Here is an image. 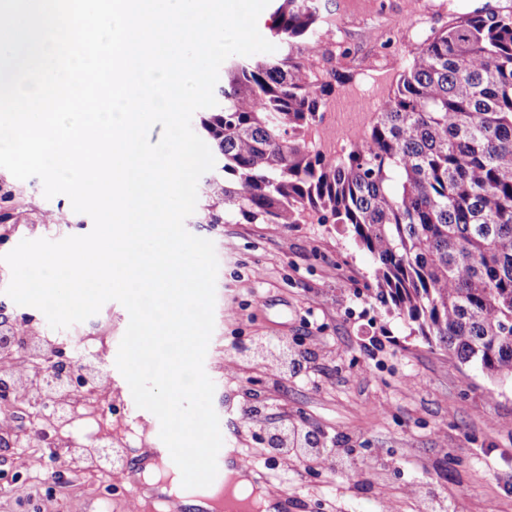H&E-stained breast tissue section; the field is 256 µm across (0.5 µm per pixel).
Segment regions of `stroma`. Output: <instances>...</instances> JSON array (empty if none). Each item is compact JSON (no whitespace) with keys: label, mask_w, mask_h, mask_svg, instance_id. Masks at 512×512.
<instances>
[{"label":"stroma","mask_w":512,"mask_h":512,"mask_svg":"<svg viewBox=\"0 0 512 512\" xmlns=\"http://www.w3.org/2000/svg\"><path fill=\"white\" fill-rule=\"evenodd\" d=\"M335 95L376 76L394 86L399 60L453 18L477 9L512 11V0H330ZM204 203L185 222L213 241L218 259L214 331L204 368L224 445L240 448L275 487L296 493L299 512H512V381L493 382L412 335L408 324L372 297L370 254L330 224H211ZM92 219L63 194L45 198L40 179L0 168V316L25 332L48 330L43 313L15 304L2 262L24 239L88 234ZM111 327L106 355L112 403L79 422L102 441L137 452L153 447L160 423L138 408L114 364L129 322L118 302L100 310ZM287 346L300 372L282 371L252 351L257 339ZM258 415L246 419V409ZM315 432L328 464L291 449L272 452L274 429ZM0 512H8L18 477H33L50 512H84L86 497L108 512L139 504L109 478L71 470L65 449L43 454L0 449Z\"/></svg>","instance_id":"35a3bbf8"}]
</instances>
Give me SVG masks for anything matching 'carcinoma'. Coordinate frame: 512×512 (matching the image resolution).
<instances>
[{
    "label": "carcinoma",
    "instance_id": "carcinoma-1",
    "mask_svg": "<svg viewBox=\"0 0 512 512\" xmlns=\"http://www.w3.org/2000/svg\"><path fill=\"white\" fill-rule=\"evenodd\" d=\"M328 15L327 0H273L280 54L225 61L204 185L226 223L343 227L388 313L512 378V13L468 12L423 40L337 156L311 139L336 80Z\"/></svg>",
    "mask_w": 512,
    "mask_h": 512
}]
</instances>
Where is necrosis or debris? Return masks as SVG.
Returning <instances> with one entry per match:
<instances>
[{
    "mask_svg": "<svg viewBox=\"0 0 512 512\" xmlns=\"http://www.w3.org/2000/svg\"><path fill=\"white\" fill-rule=\"evenodd\" d=\"M380 103L374 80L350 91L335 106L333 121L319 125L323 151L342 149L370 118ZM25 343L24 351L8 365L0 366V389L10 394L1 407L11 421L13 434L23 437L26 447L36 450L64 447L73 462L85 472L99 470L112 476L124 469L123 449L111 447L75 426L86 412L90 399H107L106 366L101 352H86L77 361H57L50 341L43 336L19 338L11 320L0 323V348Z\"/></svg>",
    "mask_w": 512,
    "mask_h": 512,
    "instance_id": "4bbe7bcc",
    "label": "necrosis or debris"
}]
</instances>
